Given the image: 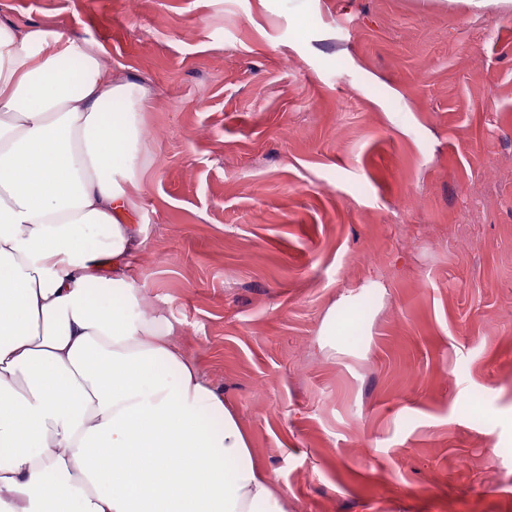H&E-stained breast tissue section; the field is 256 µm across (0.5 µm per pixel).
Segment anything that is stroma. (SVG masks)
<instances>
[{
	"label": "stroma",
	"mask_w": 512,
	"mask_h": 512,
	"mask_svg": "<svg viewBox=\"0 0 512 512\" xmlns=\"http://www.w3.org/2000/svg\"><path fill=\"white\" fill-rule=\"evenodd\" d=\"M0 22L147 89L138 281L288 512H512V6L0 0ZM343 299L371 309L362 347L322 334Z\"/></svg>",
	"instance_id": "35a3bbf8"
}]
</instances>
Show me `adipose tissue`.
<instances>
[{"label":"adipose tissue","instance_id":"ef3b65f1","mask_svg":"<svg viewBox=\"0 0 512 512\" xmlns=\"http://www.w3.org/2000/svg\"><path fill=\"white\" fill-rule=\"evenodd\" d=\"M147 104L96 47L0 24V503L288 512L138 285L133 116ZM363 312L332 307L324 335L358 340Z\"/></svg>","mask_w":512,"mask_h":512}]
</instances>
